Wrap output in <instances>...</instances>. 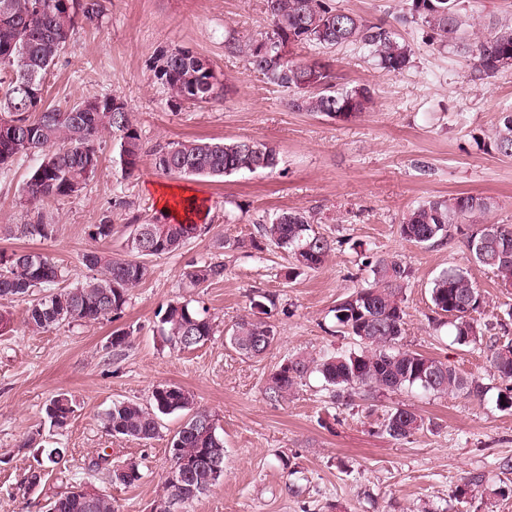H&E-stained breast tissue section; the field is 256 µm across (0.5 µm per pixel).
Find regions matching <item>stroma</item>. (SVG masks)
<instances>
[{
  "mask_svg": "<svg viewBox=\"0 0 512 512\" xmlns=\"http://www.w3.org/2000/svg\"><path fill=\"white\" fill-rule=\"evenodd\" d=\"M101 14L83 23L47 77L48 103L66 107L92 95L127 102L147 149L133 178H122L110 135H103L101 164L84 192L52 201L44 213L56 233L47 241L9 236L24 220L22 188L36 158L0 172V251L35 250L68 271L67 286L88 274L85 252L126 253L128 222L158 215L156 188H186L205 200L207 234L175 253L148 258L149 277L134 288L120 318L71 323L35 333L25 306L13 304L0 332V512H45L50 498L71 484L111 496L119 512H150L170 466L167 443L183 421L160 418L159 437L139 441L110 435L99 417L113 401L147 402L156 384L189 390L215 419L224 440V481L195 500L188 512H512V412L498 409L503 384L488 372L482 350L457 345L451 326L434 327L433 278L451 265L467 268L484 294L486 320L512 309V288L491 270L470 263L468 225L449 241L419 246L403 239V217L432 197L461 193L492 197L491 222L512 225V158L495 153L492 138L501 113L512 111V67L476 79L468 57L439 48L419 23H400L411 0H336L370 21H386L412 50L409 68L388 73L350 48L329 53L337 88L369 87L374 103L340 121L289 108L287 89L250 72L224 50V36L250 37L269 28L265 0H98ZM186 48L206 57L224 83L219 99L171 107L151 71L160 50ZM264 140L279 152L273 173L223 180L174 179L155 170L156 145L189 138ZM131 209L113 212L115 199ZM304 210L335 248L323 267L286 279L288 258L259 239L256 222L280 210ZM113 213L111 238H89L90 225ZM243 247L221 248L224 240ZM395 255L411 271L404 291L405 348L480 377L479 400L422 392L376 391L341 400L311 374L291 397L267 398L269 376L284 360L353 349L333 331L332 309L351 287L371 278L377 258ZM224 263L223 279L193 287L190 262ZM275 296L271 315L279 342L249 358L225 336L250 311V300ZM173 300L207 308L216 322L211 340L189 351L161 337L157 311ZM133 327L131 342L113 351L110 336ZM70 393L76 411L65 429L51 426L45 407ZM405 407L424 427L396 440L382 433L384 414ZM39 432L42 443L65 452L60 469L36 490L25 480L37 468V451L22 441ZM137 462L141 480L110 481L99 469ZM486 484L467 493L471 474Z\"/></svg>",
  "mask_w": 512,
  "mask_h": 512,
  "instance_id": "35a3bbf8",
  "label": "stroma"
}]
</instances>
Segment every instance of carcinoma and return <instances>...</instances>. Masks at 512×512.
<instances>
[{"mask_svg":"<svg viewBox=\"0 0 512 512\" xmlns=\"http://www.w3.org/2000/svg\"><path fill=\"white\" fill-rule=\"evenodd\" d=\"M265 6L271 29L245 41L230 34L225 37L224 48L242 57L248 69L266 82L292 92L289 106L295 111L329 116L346 106L349 114L356 115L369 108L372 96L366 87L337 90L326 62L284 56L282 49L287 44L323 50L352 46L389 73H398L411 62V50L392 28L365 20L336 6L333 0H266ZM96 13L90 0H0V171L24 158L39 157L23 188L26 206L78 196L98 170L100 139L105 133L112 137L122 175L129 178L139 168L144 153L142 138L121 98L86 97L65 108L46 102L48 73L65 53L78 26ZM400 21H419L441 46L470 55L480 79L494 77L503 68V60L512 59V20H492L487 32L480 33L477 23L462 13L459 0H412L410 15ZM152 71L173 106L209 102L217 97L221 86L209 60L189 49L159 52ZM493 148L503 157H512L511 111L500 118ZM278 164L276 147L254 138L174 140L153 152L158 172L187 179L272 172ZM492 208V198L481 194L428 199L407 214L400 232L406 241L425 245L449 239L456 224H470L467 247L472 260L491 270L501 287H512V226L487 221ZM258 224L260 237L291 257L292 274L320 268L334 249V241L316 232L312 217L298 210H282L258 220ZM9 230L20 238L45 241L54 236L55 225L39 211L21 224L10 225ZM207 230L206 225L180 224L164 214L134 224L126 240V257L90 250L82 262L93 275L72 288L58 290L52 285L67 272L48 255L1 251L0 328L10 322L7 302L27 304V324L34 331L65 322L117 319L129 293L149 274L145 258L177 252L188 239ZM113 231L112 219L105 215L92 225L89 236L94 241L106 240ZM184 275L193 286L202 287L224 278V262L217 258L193 261ZM372 275L370 283L354 289L333 308L339 332L353 337L360 350L285 360L268 379L266 394L270 399L288 398L311 373L319 374L336 398L360 389L395 392L413 387L452 397L482 398L486 387L480 378L401 347L405 316L402 290L410 277L409 268L395 257L383 256L375 261ZM37 290L42 294L35 298ZM430 299L433 311L450 319L459 345H483L487 327L480 316L485 297L467 269L452 265L442 270L432 282ZM252 310L253 316L232 326L228 339L243 355L260 358L279 336L274 325L265 320L270 315L265 303H253ZM159 322L165 341L178 350L194 349L214 335V321L207 310L186 302L169 303ZM487 358L490 375L511 383L512 342L494 341L488 346ZM175 412L191 418L169 441L171 465L152 512H166L168 498L177 493L191 503L221 483L219 479L208 481L204 470L170 479L184 461L201 454L224 456V440L216 433L212 415L195 407L189 391L159 383L151 391L149 404L115 400L102 417L103 427L113 434L151 440L159 435L158 415ZM73 413V400L65 393L56 395L46 406L47 418L58 429L69 424ZM423 426L422 417L405 408L394 409L382 422L383 431L397 440L413 436ZM39 453L38 468L26 478L29 486L42 483L43 476L62 462L57 448H41ZM107 473L128 485L142 478L135 462L109 467ZM47 508L52 512H116L111 497H89L82 483L51 498Z\"/></svg>","mask_w":512,"mask_h":512,"instance_id":"carcinoma-1","label":"carcinoma"}]
</instances>
